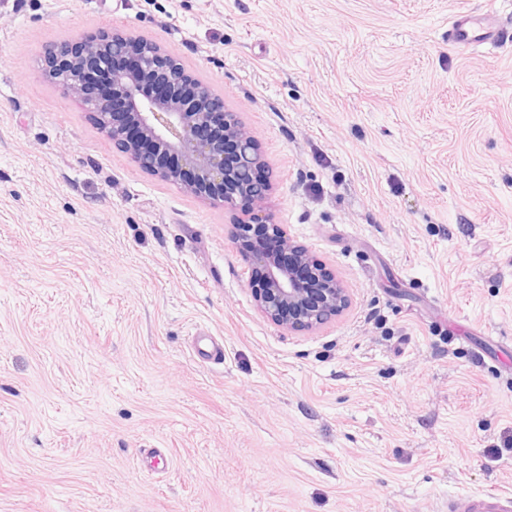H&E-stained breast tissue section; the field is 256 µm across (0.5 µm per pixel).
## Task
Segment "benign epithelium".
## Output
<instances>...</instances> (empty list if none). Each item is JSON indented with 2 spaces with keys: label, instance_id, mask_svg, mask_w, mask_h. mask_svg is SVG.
<instances>
[{
  "label": "benign epithelium",
  "instance_id": "benign-epithelium-1",
  "mask_svg": "<svg viewBox=\"0 0 512 512\" xmlns=\"http://www.w3.org/2000/svg\"><path fill=\"white\" fill-rule=\"evenodd\" d=\"M97 66L107 70L106 93L87 90V76ZM43 72L151 175L229 209L241 196L253 198L246 218L232 225L231 238L241 247L249 228L262 224L282 240L278 253H249L255 275L250 288L269 321L288 329H316L343 313L348 289L342 281L265 212L273 184L257 137L207 85L188 80L171 52L122 31L100 32L48 47ZM147 78L168 94L143 96L141 83ZM228 142L238 155L232 168L224 161Z\"/></svg>",
  "mask_w": 512,
  "mask_h": 512
}]
</instances>
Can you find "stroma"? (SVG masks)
I'll use <instances>...</instances> for the list:
<instances>
[{
    "label": "stroma",
    "instance_id": "35a3bbf8",
    "mask_svg": "<svg viewBox=\"0 0 512 512\" xmlns=\"http://www.w3.org/2000/svg\"><path fill=\"white\" fill-rule=\"evenodd\" d=\"M487 11L512 22V0H0V512L512 493V41L448 39ZM112 30L257 136L340 316L267 320L232 211L141 170L43 75L46 47ZM193 356L204 364H220L224 357V348L215 336H194L192 342Z\"/></svg>",
    "mask_w": 512,
    "mask_h": 512
}]
</instances>
